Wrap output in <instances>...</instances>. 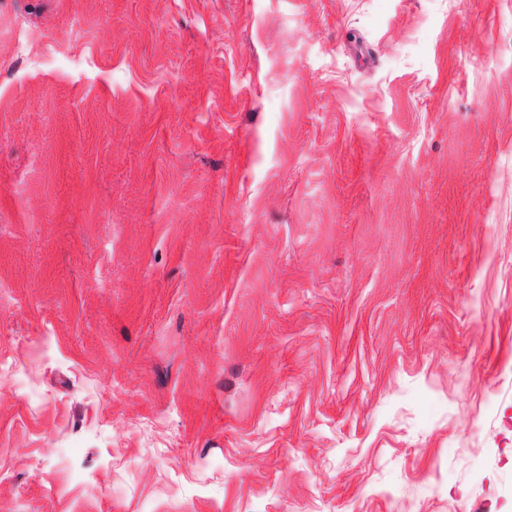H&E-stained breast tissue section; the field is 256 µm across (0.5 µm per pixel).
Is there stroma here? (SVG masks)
I'll return each instance as SVG.
<instances>
[{"label":"stroma","instance_id":"stroma-1","mask_svg":"<svg viewBox=\"0 0 512 512\" xmlns=\"http://www.w3.org/2000/svg\"><path fill=\"white\" fill-rule=\"evenodd\" d=\"M0 512H512V0H0Z\"/></svg>","mask_w":512,"mask_h":512}]
</instances>
